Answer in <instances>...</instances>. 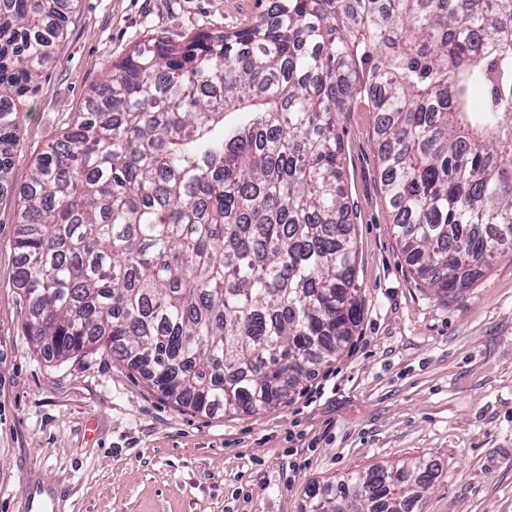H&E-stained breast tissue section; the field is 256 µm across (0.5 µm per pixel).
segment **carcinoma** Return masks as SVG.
I'll return each instance as SVG.
<instances>
[{
  "instance_id": "carcinoma-1",
  "label": "carcinoma",
  "mask_w": 512,
  "mask_h": 512,
  "mask_svg": "<svg viewBox=\"0 0 512 512\" xmlns=\"http://www.w3.org/2000/svg\"><path fill=\"white\" fill-rule=\"evenodd\" d=\"M76 4L0 0V185L15 98ZM360 104L409 265L471 287L512 251V0H271L235 32L135 45L36 158L15 241L29 339L118 356L198 412L281 405L360 318L337 125ZM434 471H353L308 512H410Z\"/></svg>"
}]
</instances>
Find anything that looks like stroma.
<instances>
[{
	"mask_svg": "<svg viewBox=\"0 0 512 512\" xmlns=\"http://www.w3.org/2000/svg\"><path fill=\"white\" fill-rule=\"evenodd\" d=\"M269 0H79L18 98L0 190V512H302L310 488L419 458L437 470L413 512H512V256L448 295L413 274L392 232L374 115L339 124L362 311L349 346L282 405L196 412L116 356L62 359L25 332L19 190L79 119L106 69L150 36L254 23Z\"/></svg>",
	"mask_w": 512,
	"mask_h": 512,
	"instance_id": "35a3bbf8",
	"label": "stroma"
}]
</instances>
